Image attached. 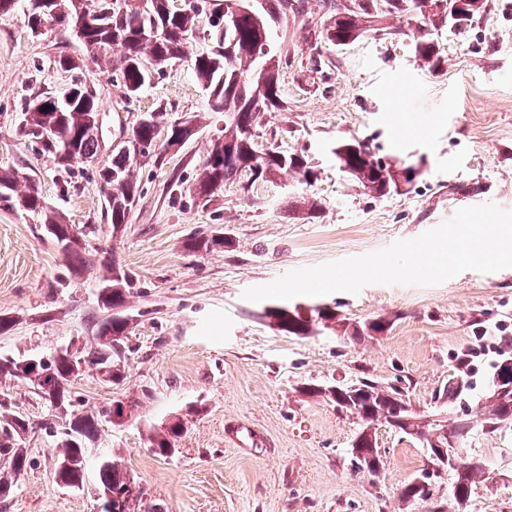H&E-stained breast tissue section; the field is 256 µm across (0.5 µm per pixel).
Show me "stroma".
<instances>
[{
  "label": "stroma",
  "mask_w": 512,
  "mask_h": 512,
  "mask_svg": "<svg viewBox=\"0 0 512 512\" xmlns=\"http://www.w3.org/2000/svg\"><path fill=\"white\" fill-rule=\"evenodd\" d=\"M386 23L391 34L317 50L298 20L272 23L276 50L289 60L279 75L286 105L265 113L256 142L308 150L318 179L310 188L295 173L275 185L237 181L206 204L195 187L224 115L210 110L191 66L203 39L191 40L183 61L129 101L70 28L33 36L21 4L0 16V169L34 180L48 208L139 279L124 305L134 347L125 382L109 386L87 374L73 390L88 409L139 399L132 419L106 427L96 445L117 451L163 512H429V504L398 498L426 466L427 448L381 424L380 471L359 470L350 454L357 419L307 389L366 377L404 388L416 415L449 424L462 409L435 394L448 384L456 351L481 330L512 336V268L466 270L436 286L369 284L355 295H325L350 321L389 319L388 331L360 342L329 330L290 335L264 318L272 300L243 296L292 270L417 238L464 207L492 201L512 209V6L492 9L466 35L443 36L444 63L433 72L414 57L412 27ZM62 55L78 69L57 70ZM75 80L95 90L109 144L134 113L160 105L173 121L198 119L186 141L142 159L134 207L117 233L102 209L95 165L78 160L61 172L20 131L26 99ZM353 136L415 165L420 176L372 197L329 154L336 140ZM309 193L324 203L319 217H290L289 199ZM43 222L41 212L0 203V314L14 319L0 335V354L51 353L91 337L108 315L94 275L58 289L67 261ZM200 233L223 236V246L187 250ZM0 391L34 427L24 441L31 465L0 512H98L93 487L68 491L53 482L51 431L60 419L26 384L9 381ZM174 415L186 431L173 455L157 456L150 428ZM462 453L483 468L467 512H512V427L474 433Z\"/></svg>",
  "instance_id": "1"
}]
</instances>
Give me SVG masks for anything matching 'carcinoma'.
<instances>
[{
  "instance_id": "cac0c4a2",
  "label": "carcinoma",
  "mask_w": 512,
  "mask_h": 512,
  "mask_svg": "<svg viewBox=\"0 0 512 512\" xmlns=\"http://www.w3.org/2000/svg\"><path fill=\"white\" fill-rule=\"evenodd\" d=\"M153 10L145 14L140 10V0H94L96 15L90 18L89 26L81 37L86 48L97 57H103L116 70V78L122 83L125 94L134 98L151 81L152 73L145 64L156 62L158 67L167 66L173 60L182 59L184 45L203 34L209 42L208 49L195 56L193 71L208 98L220 104L224 111L222 136L213 143L205 158L201 178L197 186L202 188L211 183L215 190L210 197L222 192L224 185L237 180L244 173L253 180L275 183L280 176L296 172L303 176L307 185L317 179L315 167L310 165L304 152L279 151L274 147L260 150L255 143L257 127L264 113L283 108L279 85V67L282 56L268 55L263 64L270 78L264 88L266 100L264 109L249 106L243 98L240 80L250 77L257 66L256 45L261 33L255 23L243 17L235 28L223 35L203 32V13L197 6L198 0H181V6H174V0H152ZM437 0H386L387 13L406 21L415 28L419 36L415 40V56L431 71L442 63L439 32L448 29L454 35L469 31L490 10L489 0H454L457 3L455 15L436 6ZM381 17L378 0H358L355 9L338 8L320 26H306L305 38L318 47L331 44L338 48L348 46L369 34L379 35L382 28L377 26ZM156 28L161 36L157 39L142 37L146 29ZM99 111L97 98L92 89L84 84L73 83L64 92L38 94L37 102L23 109L22 130L25 136L44 153L54 156L61 167L71 165L72 157H81L88 162L95 161L100 153V140L86 132V125L93 113ZM167 113L149 111L144 121L132 128V139L141 147H150L159 134V128L166 127L167 138L178 143L183 132L179 126H165ZM338 170L353 178L376 198H382L414 183L418 172L413 165L396 167L394 162L376 153L366 140L353 137L339 140L331 148ZM133 158L122 146L113 148L109 159L97 166L101 183L106 187L104 207L110 218L112 231L117 232L127 223L128 215L136 201L137 182L132 166ZM22 207L44 212V225L63 229L60 239L62 252L68 259L70 274H80L88 268H95L91 253L80 244L74 225L64 222L53 211H45L40 192L29 186L21 195ZM294 207L306 212L311 218L319 216L323 209L321 199L312 195L294 201ZM224 245V237H194L190 240L192 251H208ZM100 268L105 271L99 283L105 291L98 294V302L107 309L115 310L124 306L127 294L137 284L135 276L121 271L115 277V265L103 258ZM265 316L274 321L282 331L294 336H312L318 326H336V312L326 304L311 309L308 315L300 307L274 306L265 309ZM388 319L348 323L341 328L343 335L354 339L372 337L387 330ZM127 319L112 314L99 322L92 340L83 347L81 356L87 372L103 382L120 385L125 380L122 362L133 351L129 344ZM472 349L466 348L455 357V367L448 387L439 397L450 402L469 400L473 390L471 369ZM496 374L488 379V395L482 402L478 419L467 418L464 422L448 427L432 420L419 422L409 410L408 428L400 432L418 441L429 451L431 460L444 454L448 458V470L453 475L451 498L448 503L436 505L431 512H465L470 501L472 487L482 473L480 462L459 453V443L479 428L495 432L504 425L512 426V389L498 392L494 389ZM77 375L69 370L67 354H56L51 372L39 370L28 379L36 394L53 411L64 413L61 431L55 434L57 461L68 463L66 468H55L56 485L77 486L86 482L89 476L88 447L104 431V425L111 423L110 417L117 415L129 420L134 404L123 400L112 403L97 411L80 408L73 399L72 382ZM349 402L338 405L358 418L359 429L354 441L359 443L363 458L373 464L369 472L379 471L382 464L381 449L377 446L375 428L377 422L392 413L393 406L403 403V389L380 388L374 381L362 378L344 387ZM32 429L31 423L16 414L5 401H0V499L7 498L20 476V469L30 465L28 449L23 440ZM184 434L181 419L173 418L159 429L154 430L149 443L152 451L160 456H169L176 450L177 439ZM110 463L94 469L96 487L101 492H119L121 496L112 501V512H134L133 502L143 501V491L134 487L133 480L122 460L109 455ZM432 493L422 486L404 484L400 489L403 501L431 500Z\"/></svg>"
}]
</instances>
